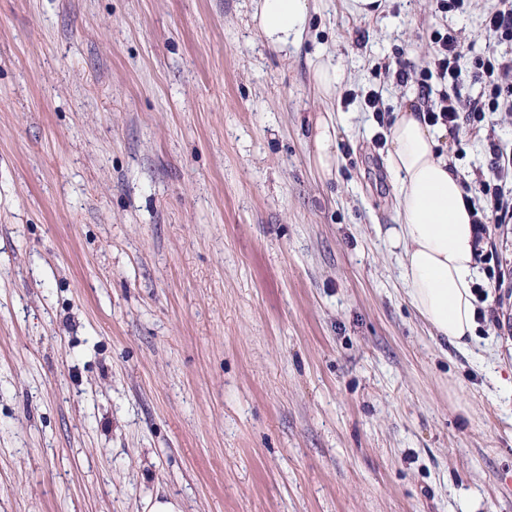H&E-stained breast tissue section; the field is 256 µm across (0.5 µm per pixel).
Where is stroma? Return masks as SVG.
I'll return each mask as SVG.
<instances>
[{"mask_svg":"<svg viewBox=\"0 0 512 512\" xmlns=\"http://www.w3.org/2000/svg\"><path fill=\"white\" fill-rule=\"evenodd\" d=\"M253 10L0 0V512H512V323L429 335L379 126L312 89L414 106L397 62L483 51L479 11L316 0L286 56ZM337 68L330 59L318 61L313 70V85L318 97L327 100L336 94ZM316 165L325 176L331 175L336 164V124L330 112L319 118L316 126Z\"/></svg>","mask_w":512,"mask_h":512,"instance_id":"stroma-1","label":"stroma"}]
</instances>
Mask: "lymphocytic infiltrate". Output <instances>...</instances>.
Listing matches in <instances>:
<instances>
[{
  "instance_id": "lymphocytic-infiltrate-1",
  "label": "lymphocytic infiltrate",
  "mask_w": 512,
  "mask_h": 512,
  "mask_svg": "<svg viewBox=\"0 0 512 512\" xmlns=\"http://www.w3.org/2000/svg\"><path fill=\"white\" fill-rule=\"evenodd\" d=\"M482 26L490 40L483 54H471L456 30H435L430 64L419 69L401 62L393 74L397 83H416L425 122L451 133L464 130L483 142L487 172L465 198L476 226V260L486 275L485 282L473 285L480 322L486 319L487 283L505 279L490 227L512 223V149L489 128L494 115L512 112V0H497ZM436 80L441 83L437 91L432 88Z\"/></svg>"
}]
</instances>
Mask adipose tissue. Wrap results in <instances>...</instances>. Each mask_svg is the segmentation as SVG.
I'll list each match as a JSON object with an SVG mask.
<instances>
[{
  "mask_svg": "<svg viewBox=\"0 0 512 512\" xmlns=\"http://www.w3.org/2000/svg\"><path fill=\"white\" fill-rule=\"evenodd\" d=\"M311 9V0H258L255 26L272 50L285 54L302 44ZM443 134L417 110L399 112L387 136L397 216L387 238L402 250V278L414 309L434 337L463 348L476 326L475 229L460 178L439 149Z\"/></svg>",
  "mask_w": 512,
  "mask_h": 512,
  "instance_id": "adipose-tissue-1",
  "label": "adipose tissue"
}]
</instances>
